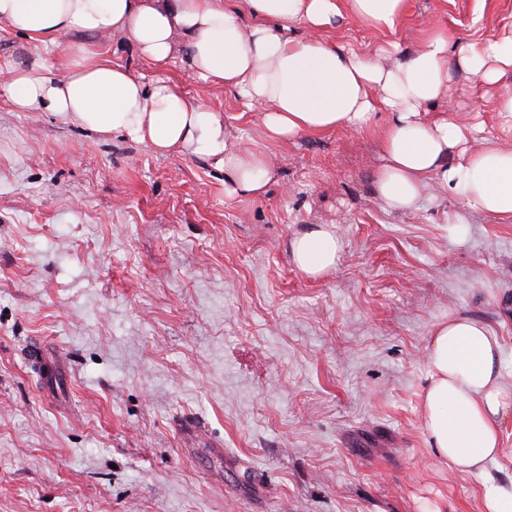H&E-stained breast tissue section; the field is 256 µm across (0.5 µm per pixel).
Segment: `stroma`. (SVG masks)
Instances as JSON below:
<instances>
[{
    "mask_svg": "<svg viewBox=\"0 0 512 512\" xmlns=\"http://www.w3.org/2000/svg\"><path fill=\"white\" fill-rule=\"evenodd\" d=\"M512 34V0H407L395 30L354 17L327 37L386 62ZM46 49L0 30V66ZM277 179L229 199L224 175L0 97V512H480L483 478L439 464L420 423L435 322L483 320L512 385V222L373 194L389 115L359 130L268 138L235 94L202 91ZM500 86L452 74L447 110L512 147ZM334 225L325 279L288 242ZM39 340L44 369L28 359ZM223 456H215V449Z\"/></svg>",
    "mask_w": 512,
    "mask_h": 512,
    "instance_id": "obj_1",
    "label": "stroma"
}]
</instances>
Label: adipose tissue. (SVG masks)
Returning <instances> with one entry per match:
<instances>
[{
    "mask_svg": "<svg viewBox=\"0 0 512 512\" xmlns=\"http://www.w3.org/2000/svg\"><path fill=\"white\" fill-rule=\"evenodd\" d=\"M0 0V28L44 46L63 35L108 36L135 46L157 69L148 78L80 48L79 61L54 74L40 58L9 63L0 85L16 111L48 112L101 135L121 134L155 153L192 154L224 172L230 199L264 195L275 171L264 155L236 149L221 113L190 100L160 76L187 54L208 88L233 90L259 112L268 138L286 141L340 127H364L388 112L374 195L388 210L415 208L430 191L477 214L512 221V150L495 138L474 139L468 126L423 110L447 98L453 69L500 83L512 70V35L448 54V34L431 31L423 47L387 66L324 39L344 12L381 30L396 27L406 0ZM307 33L296 36L295 24ZM292 264L319 278L340 260L333 225L313 224L288 243ZM501 345L485 322L439 320L426 352L422 420L434 457L485 477L481 512H512V484L488 473L512 419V387L502 381Z\"/></svg>",
    "mask_w": 512,
    "mask_h": 512,
    "instance_id": "1",
    "label": "adipose tissue"
}]
</instances>
